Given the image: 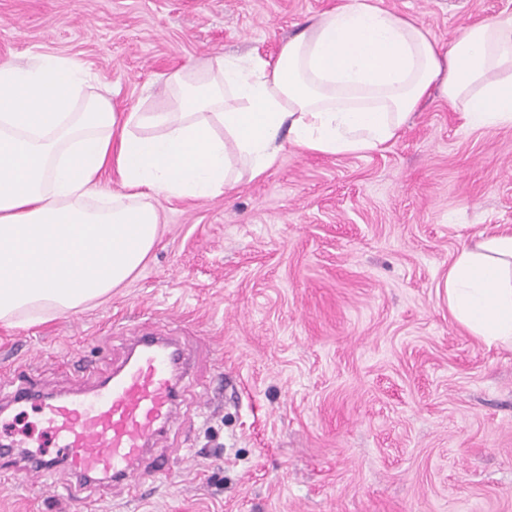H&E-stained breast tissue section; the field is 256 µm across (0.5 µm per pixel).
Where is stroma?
I'll use <instances>...</instances> for the list:
<instances>
[{
    "mask_svg": "<svg viewBox=\"0 0 512 512\" xmlns=\"http://www.w3.org/2000/svg\"><path fill=\"white\" fill-rule=\"evenodd\" d=\"M343 0H0V61L82 62L120 107H164L166 76L276 55ZM443 45L512 0H378ZM160 239L102 302L0 323L15 385L86 389L140 327L192 355L168 473L138 496L26 467L0 512H512V349L453 322L463 245L512 228V126L474 130L432 98L385 150L285 148L226 195L163 200Z\"/></svg>",
    "mask_w": 512,
    "mask_h": 512,
    "instance_id": "1",
    "label": "stroma"
}]
</instances>
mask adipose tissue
Segmentation results:
<instances>
[{
  "label": "adipose tissue",
  "mask_w": 512,
  "mask_h": 512,
  "mask_svg": "<svg viewBox=\"0 0 512 512\" xmlns=\"http://www.w3.org/2000/svg\"><path fill=\"white\" fill-rule=\"evenodd\" d=\"M166 87L165 107L121 111L76 59L0 62V321L42 322L105 298L156 245L160 200L224 194L286 146L384 150L435 95L470 127L511 126L512 14L443 47L413 17L345 0L275 60L220 55ZM444 291L469 334L512 347V232L462 248Z\"/></svg>",
  "instance_id": "ef3b65f1"
}]
</instances>
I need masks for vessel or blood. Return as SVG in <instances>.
<instances>
[{"label": "vessel or blood", "mask_w": 512, "mask_h": 512, "mask_svg": "<svg viewBox=\"0 0 512 512\" xmlns=\"http://www.w3.org/2000/svg\"><path fill=\"white\" fill-rule=\"evenodd\" d=\"M182 360L173 337L145 332L95 388L35 402L56 455L28 463L48 473L63 465L77 478L138 493L143 461L177 418Z\"/></svg>", "instance_id": "1"}]
</instances>
